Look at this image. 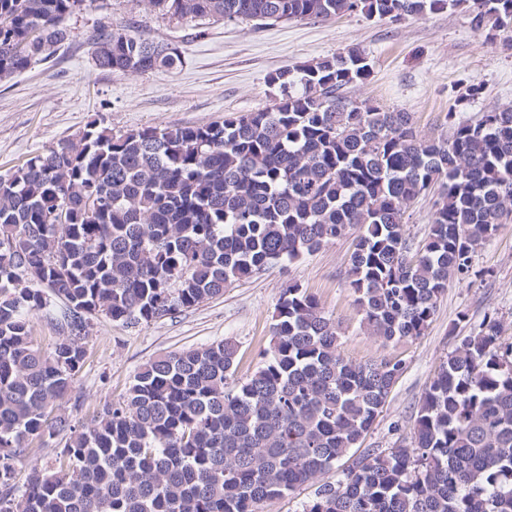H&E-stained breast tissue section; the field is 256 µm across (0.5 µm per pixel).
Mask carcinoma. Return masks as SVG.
Instances as JSON below:
<instances>
[{"label":"carcinoma","instance_id":"obj_1","mask_svg":"<svg viewBox=\"0 0 512 512\" xmlns=\"http://www.w3.org/2000/svg\"><path fill=\"white\" fill-rule=\"evenodd\" d=\"M87 0H0V82L52 59ZM185 23L361 12L380 19L468 5L490 42L512 31V0H145ZM112 73L171 69L177 50L127 26L92 36ZM371 65L358 49L271 72L274 107L218 123L121 135L93 121L77 141L0 176V512H260L314 483L371 429L401 359L362 364L339 325L297 284L283 289L273 339L239 379L224 338L156 357L87 424L51 415L85 363L91 316L138 327L221 296L353 231L347 285L360 326L383 343L421 336L475 252L512 221V104L448 132L347 96ZM439 187L425 242L406 209ZM54 315L47 355L30 316ZM487 316L424 392L413 441L359 456L320 483L303 512H512V344ZM67 438L57 467L15 462L29 442Z\"/></svg>","mask_w":512,"mask_h":512}]
</instances>
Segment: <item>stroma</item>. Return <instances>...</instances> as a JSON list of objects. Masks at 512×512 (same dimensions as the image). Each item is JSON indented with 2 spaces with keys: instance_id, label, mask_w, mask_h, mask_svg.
<instances>
[{
  "instance_id": "1",
  "label": "stroma",
  "mask_w": 512,
  "mask_h": 512,
  "mask_svg": "<svg viewBox=\"0 0 512 512\" xmlns=\"http://www.w3.org/2000/svg\"><path fill=\"white\" fill-rule=\"evenodd\" d=\"M68 41L49 63L33 64L0 82V175L28 158L78 139L90 122L120 135L148 126L220 122L231 113L270 109L275 70L310 63L352 48L366 53L370 76L350 97L412 113L426 138L445 131L467 86L482 95L466 107L473 116L512 104V39L488 42L470 24L467 8H448L397 21L360 13L265 25L213 19L199 26L150 10L144 0H90L66 19ZM125 25L142 37L171 43L181 61L143 74H112L96 67L90 38L106 26ZM352 238H344L292 264H275L232 282L222 296L176 316L126 327L106 314L92 317L84 341L86 362L55 411L92 419L105 402L125 395L138 368L158 356L231 337L240 345L236 375L246 378L273 338V314L283 288L295 283L312 294L342 327L344 356L359 363L403 360L394 384L360 451L410 444L414 413L440 364L484 317L496 315L503 342L512 343V223L501 225L477 251L480 278L456 280L440 297L423 335L382 344L360 327L346 283ZM466 323H458L459 313Z\"/></svg>"
}]
</instances>
